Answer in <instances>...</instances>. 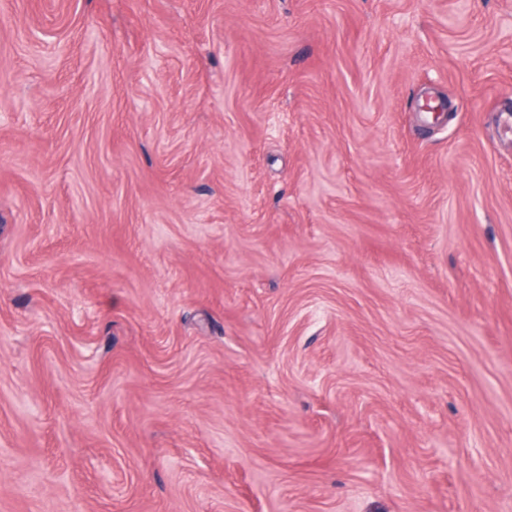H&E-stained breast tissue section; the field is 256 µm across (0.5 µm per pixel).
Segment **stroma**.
<instances>
[{"instance_id":"1","label":"stroma","mask_w":512,"mask_h":512,"mask_svg":"<svg viewBox=\"0 0 512 512\" xmlns=\"http://www.w3.org/2000/svg\"><path fill=\"white\" fill-rule=\"evenodd\" d=\"M512 0H0V512H512Z\"/></svg>"}]
</instances>
